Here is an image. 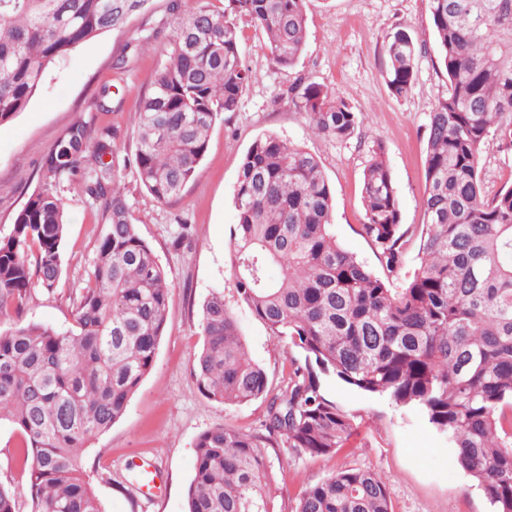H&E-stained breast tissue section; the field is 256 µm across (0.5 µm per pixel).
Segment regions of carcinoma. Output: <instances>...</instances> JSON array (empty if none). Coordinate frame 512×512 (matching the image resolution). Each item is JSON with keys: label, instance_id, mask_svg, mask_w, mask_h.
Wrapping results in <instances>:
<instances>
[{"label": "carcinoma", "instance_id": "carcinoma-1", "mask_svg": "<svg viewBox=\"0 0 512 512\" xmlns=\"http://www.w3.org/2000/svg\"><path fill=\"white\" fill-rule=\"evenodd\" d=\"M428 2L448 94L428 118L417 268L403 287H389L336 240L333 188L318 159L272 134L253 140L234 189L229 267L238 301L288 341V371L271 387L224 291L211 292L198 323L197 386L224 405L265 401L264 432L219 424L198 436L187 512H273L267 449L318 458L351 440L354 416L326 398L321 374L421 408L494 512H512V185L488 196L479 176L489 140L512 150V0ZM149 4L0 0V126L27 109L50 67ZM168 13L167 62L139 101L134 158H119L112 128L92 141L75 121L44 161L45 186L0 238L3 316L19 312L32 288L51 292L60 280L67 222L58 186L81 179L107 225L70 329L0 330V419L20 430L31 512H102L83 454L125 415L164 336L169 274L113 187L118 168L133 167L159 202L180 196L216 122L239 109L252 83L242 25L266 37L282 70L306 48V0H170ZM384 52L386 84L405 98L417 47L397 28ZM288 103L327 138L349 139L363 121L310 80L290 88ZM363 205L361 232L393 275L410 229L380 145L364 171ZM292 512L393 510L377 473L345 468L309 486Z\"/></svg>", "mask_w": 512, "mask_h": 512}]
</instances>
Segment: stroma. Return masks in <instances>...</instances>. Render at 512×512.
<instances>
[{"label":"stroma","instance_id":"1","mask_svg":"<svg viewBox=\"0 0 512 512\" xmlns=\"http://www.w3.org/2000/svg\"><path fill=\"white\" fill-rule=\"evenodd\" d=\"M167 0H151L146 13L120 31L99 35L45 74L27 109L0 126V237L9 234L16 213L45 183L42 165L57 139L76 120L90 135L105 125L118 131L120 155L133 156L136 103L155 71L166 61L165 39L147 40L145 29L167 16ZM403 28L417 46L411 95L394 97L385 82L383 46L395 28ZM242 53L253 73L237 112L225 116L210 134L207 153L182 194L156 201L132 169L119 170L140 236L149 244L173 284L167 327L152 370L142 381L126 414L92 440L83 467L103 512H186V491L193 477L195 442L200 433L230 424L259 429L264 401L223 407L198 389L194 356L201 345L200 307L220 289L243 329L252 358L279 384L288 362L285 341L269 335L238 302L228 266L229 232L235 222L233 190L240 164L252 141L274 134L314 155L334 191L331 222L340 245L378 276L386 271L361 232L364 220V170L376 146H383L397 189L402 220L423 222L424 157L428 116L448 91L428 0H308L307 46L290 70L277 68L260 35L245 29ZM129 55V70L115 69ZM318 82L361 111L363 123L346 141L312 132L305 115L286 97L299 79ZM487 194L512 184V151L490 141L480 159ZM67 232L62 279L54 292L33 289L20 315L0 317V327L21 322L65 330L72 326L79 295L97 256L105 230L100 204L73 184L62 188ZM327 396L353 414L357 432L336 455L289 458L278 449L273 467L276 512H292L311 484L345 467L368 468L388 484L393 512H490L491 507L457 464V448L438 434L416 408L399 407L328 376ZM21 439L9 420H0V484L16 493L17 512H30L28 473L15 458ZM152 462L160 471L156 496L133 485L135 464Z\"/></svg>","mask_w":512,"mask_h":512}]
</instances>
